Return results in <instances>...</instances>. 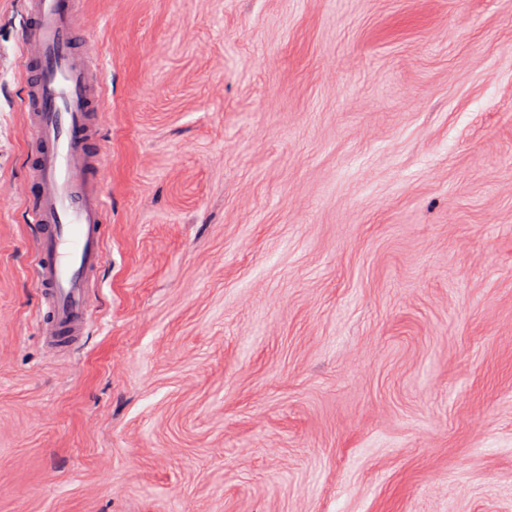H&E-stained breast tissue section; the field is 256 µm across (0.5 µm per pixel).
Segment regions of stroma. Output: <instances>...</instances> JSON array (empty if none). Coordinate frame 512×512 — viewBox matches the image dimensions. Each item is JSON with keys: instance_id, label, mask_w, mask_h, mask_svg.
<instances>
[{"instance_id": "obj_1", "label": "stroma", "mask_w": 512, "mask_h": 512, "mask_svg": "<svg viewBox=\"0 0 512 512\" xmlns=\"http://www.w3.org/2000/svg\"><path fill=\"white\" fill-rule=\"evenodd\" d=\"M107 259L35 334L0 0V512H512V0H82Z\"/></svg>"}]
</instances>
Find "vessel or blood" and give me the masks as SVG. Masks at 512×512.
<instances>
[{"mask_svg": "<svg viewBox=\"0 0 512 512\" xmlns=\"http://www.w3.org/2000/svg\"><path fill=\"white\" fill-rule=\"evenodd\" d=\"M80 0H26L20 42L26 76L32 274L42 301L38 334L51 352L89 334V289L105 262L108 212L102 144V72Z\"/></svg>", "mask_w": 512, "mask_h": 512, "instance_id": "obj_1", "label": "vessel or blood"}]
</instances>
